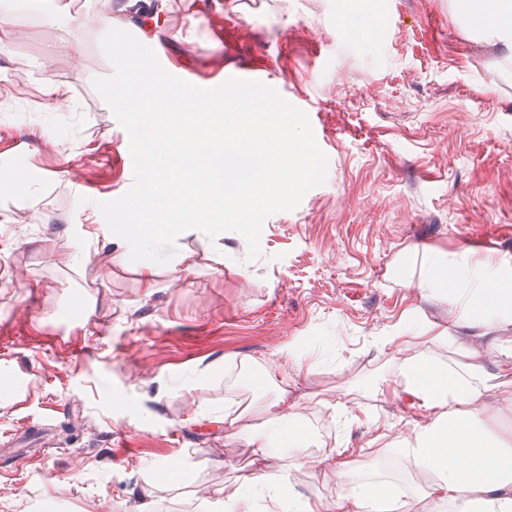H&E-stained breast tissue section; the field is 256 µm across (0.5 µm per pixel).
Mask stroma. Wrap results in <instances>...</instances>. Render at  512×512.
Returning <instances> with one entry per match:
<instances>
[{
	"label": "stroma",
	"instance_id": "obj_1",
	"mask_svg": "<svg viewBox=\"0 0 512 512\" xmlns=\"http://www.w3.org/2000/svg\"><path fill=\"white\" fill-rule=\"evenodd\" d=\"M154 54L167 70L215 83L258 79L306 112L328 158L325 182L270 215L260 253L238 233L183 232L180 261L146 286L120 232L98 235L69 266L81 203L120 223L136 178L104 160L115 149L147 166L143 121L112 104L109 38L65 34L21 12L0 52V138L23 152L41 200L24 212L0 197V361L21 380L0 401V455L10 434L54 414L17 468L0 470V512H212L248 447L224 436L249 392L301 414L313 455L363 454L404 486L388 439L422 409L398 381L405 350L450 327L447 301L400 284L416 252L512 262V74L505 48L468 32L455 0H168ZM219 14L223 39L211 37ZM372 14L378 32H350ZM77 108L55 112L48 83ZM81 141L65 155L39 127ZM65 179H55L59 169ZM421 324L407 348L386 338ZM71 346L54 344L57 335ZM310 355L297 369L291 353ZM276 476L315 503L336 498L332 469L285 465Z\"/></svg>",
	"mask_w": 512,
	"mask_h": 512
}]
</instances>
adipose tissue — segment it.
I'll return each instance as SVG.
<instances>
[{
  "instance_id": "adipose-tissue-1",
  "label": "adipose tissue",
  "mask_w": 512,
  "mask_h": 512,
  "mask_svg": "<svg viewBox=\"0 0 512 512\" xmlns=\"http://www.w3.org/2000/svg\"><path fill=\"white\" fill-rule=\"evenodd\" d=\"M163 6L153 0H102L93 17L67 18L43 13L42 22L58 31L71 33L88 26L111 33L124 17H145L146 28L163 24ZM463 24L476 36L498 41L507 51L505 61L512 65V0H486L480 10L464 14ZM153 53V43L142 39L136 44L113 48L112 96L129 112H169L183 103V89L170 86L164 93L133 85L132 68H145ZM192 123L167 126L164 150L159 151L146 171L155 190L150 195L155 222L173 223L190 216L211 225L215 213L200 205L187 210L185 201L195 196L198 181L182 179L183 159L188 147L198 146ZM178 177L179 190L166 192V180ZM121 231L128 246L146 249L148 266L174 264L178 257V237L149 235L143 224L126 220ZM417 288L444 297L453 308V330H440L426 347L404 357L401 372L411 377L408 385L427 414L425 423L415 425L399 454L406 466L417 473H434L432 483L420 487L418 495L431 502L444 501L448 512H512V440L498 434L497 419L512 413V380L487 369V352H494L500 365H512V338L493 335L492 330L512 323V264L488 257L452 258L428 253L422 256ZM448 351L452 363L437 359ZM297 413L283 414L276 420L255 416L246 429L232 430V437H243L253 452L254 468L241 478V486L224 499V512H255V492L268 500H283V490L269 481L267 467L272 461L302 464V442L296 436ZM341 491L323 505L321 512H379L381 499L398 498L389 479L378 473L361 475L359 457L328 461ZM287 500V499H284ZM289 512H301L302 504L289 499Z\"/></svg>"
}]
</instances>
